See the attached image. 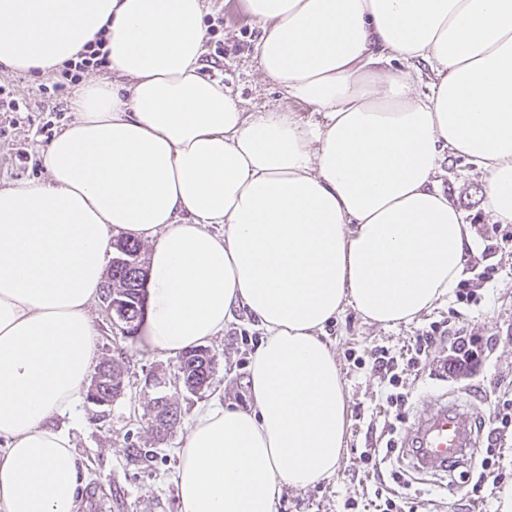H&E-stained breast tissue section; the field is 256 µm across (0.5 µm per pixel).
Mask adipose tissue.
Returning <instances> with one entry per match:
<instances>
[{
  "label": "adipose tissue",
  "mask_w": 512,
  "mask_h": 512,
  "mask_svg": "<svg viewBox=\"0 0 512 512\" xmlns=\"http://www.w3.org/2000/svg\"><path fill=\"white\" fill-rule=\"evenodd\" d=\"M246 4L261 71L319 121L244 111L203 72L204 0H0L1 66L51 71L100 37L116 74L74 99L48 180L0 187V512H78L81 466L51 420L87 392L113 233L151 245V349L204 345L239 308L265 336L251 409L215 401L184 427L180 512H275L344 446L323 327L349 306L412 321L463 276L444 153L484 168V209L512 223V0Z\"/></svg>",
  "instance_id": "adipose-tissue-1"
}]
</instances>
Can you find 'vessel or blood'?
I'll use <instances>...</instances> for the list:
<instances>
[{"label": "vessel or blood", "mask_w": 512, "mask_h": 512, "mask_svg": "<svg viewBox=\"0 0 512 512\" xmlns=\"http://www.w3.org/2000/svg\"><path fill=\"white\" fill-rule=\"evenodd\" d=\"M415 443L411 459L418 474L437 475L474 459L476 440L470 429L469 412L456 404L427 405L407 434Z\"/></svg>", "instance_id": "obj_1"}]
</instances>
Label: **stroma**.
I'll list each match as a JSON object with an SVG mask.
<instances>
[{
	"label": "stroma",
	"mask_w": 512,
	"mask_h": 512,
	"mask_svg": "<svg viewBox=\"0 0 512 512\" xmlns=\"http://www.w3.org/2000/svg\"><path fill=\"white\" fill-rule=\"evenodd\" d=\"M206 20L223 19L206 41V71L223 80L237 93L245 111L280 108L295 112L301 120L313 121L317 115L302 102L282 96L263 74L254 56L260 36L251 20L245 0H205ZM56 72L31 73L0 68V81L13 83L30 109L0 113V187L21 180H43L47 174L40 150L47 143L41 128L53 122L62 130L76 118L72 102L76 89H69L61 102L62 115L47 112L48 99L40 85H52ZM441 189L470 224L475 239L473 251L464 263L468 279L477 278L484 267L497 268L494 281L479 292L477 301L459 302L448 293L428 312L409 323L383 326L367 321L355 309H347L336 321L327 324L321 339L333 353L343 381L347 405L344 448L335 474L313 486L295 490L284 488L277 512H343L346 500L353 499L361 512H374L375 489L379 477L365 473L359 451L368 443L370 422H382L388 406L381 393L380 380L370 366L354 365L352 355L364 356L371 349L385 347L393 356L406 353L420 330L432 322H448L451 334L472 341L479 358L472 371L451 376L443 371L447 344H439L420 370L404 374L411 394L413 411L448 397L461 400L480 422L481 445L496 441L501 450L499 466L503 484H486L480 497L466 493V478L471 464L456 468L452 482L440 478L413 477V488L420 497L419 512H498L502 488L512 487V437L496 438L492 420L499 402L512 399V223L495 224L482 206L486 173L471 161L453 157L443 161L437 175ZM96 359L122 356L127 370V390L116 400L107 416L97 408L80 404L73 414L54 417L55 426L69 432L74 451L85 468L86 485L79 512H179L175 488L169 481L178 458V437L154 444L146 428L150 405L160 396L156 387L144 379L158 369L175 372L177 361L151 350L144 340L122 338L107 319L102 302L91 308ZM256 321L245 311H236L223 336L208 344L217 357L211 385L204 392L176 393L182 419L212 398L242 405L246 402L247 366L252 351L242 344V335H257ZM152 451L147 460H132L129 447Z\"/></svg>",
	"instance_id": "35a3bbf8"
}]
</instances>
